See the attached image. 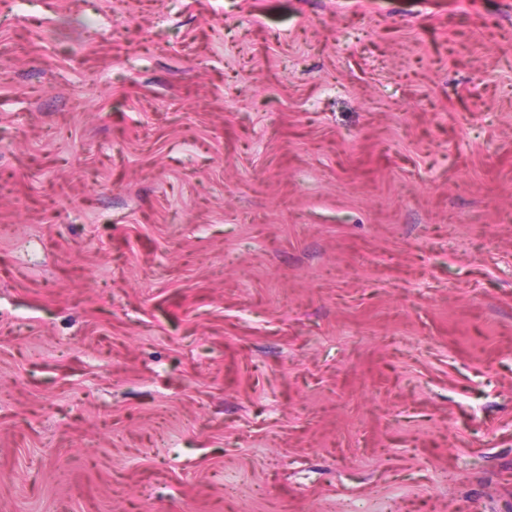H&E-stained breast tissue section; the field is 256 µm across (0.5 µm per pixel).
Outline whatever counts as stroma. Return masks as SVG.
<instances>
[{"label":"stroma","mask_w":512,"mask_h":512,"mask_svg":"<svg viewBox=\"0 0 512 512\" xmlns=\"http://www.w3.org/2000/svg\"><path fill=\"white\" fill-rule=\"evenodd\" d=\"M512 512V0H0V512Z\"/></svg>","instance_id":"stroma-1"}]
</instances>
